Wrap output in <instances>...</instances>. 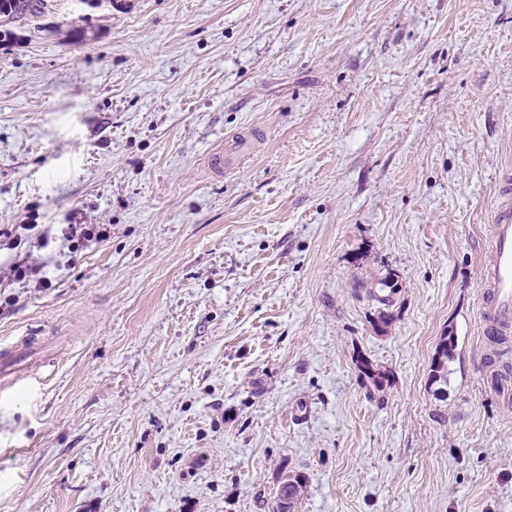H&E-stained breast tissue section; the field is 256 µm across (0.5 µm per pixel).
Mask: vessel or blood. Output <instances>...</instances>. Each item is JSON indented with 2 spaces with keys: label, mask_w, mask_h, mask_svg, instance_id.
Instances as JSON below:
<instances>
[{
  "label": "vessel or blood",
  "mask_w": 512,
  "mask_h": 512,
  "mask_svg": "<svg viewBox=\"0 0 512 512\" xmlns=\"http://www.w3.org/2000/svg\"><path fill=\"white\" fill-rule=\"evenodd\" d=\"M491 230V259L485 271L486 288L481 295L484 332L489 336L512 334V178L502 190ZM45 351L37 338H28L0 350V384L16 379H35V362Z\"/></svg>",
  "instance_id": "obj_1"
}]
</instances>
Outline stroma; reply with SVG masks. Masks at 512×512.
I'll list each match as a JSON object with an SVG mask.
<instances>
[{
  "instance_id": "obj_1",
  "label": "stroma",
  "mask_w": 512,
  "mask_h": 512,
  "mask_svg": "<svg viewBox=\"0 0 512 512\" xmlns=\"http://www.w3.org/2000/svg\"><path fill=\"white\" fill-rule=\"evenodd\" d=\"M10 29L0 347L52 353L0 388V512H272L282 472L295 512H512L479 308L512 0H46ZM107 224H70L67 225V237L77 242H100L110 234ZM10 272L16 281L29 282L35 279V288H49L52 285L51 279L43 274V266L36 263H15ZM455 341L453 336H441L436 356L432 360L430 376L434 383L447 385L448 354L453 351ZM276 482L278 486L273 511L295 512L297 501L301 496L302 488L305 486L304 476L301 474H282L276 479Z\"/></svg>"
}]
</instances>
